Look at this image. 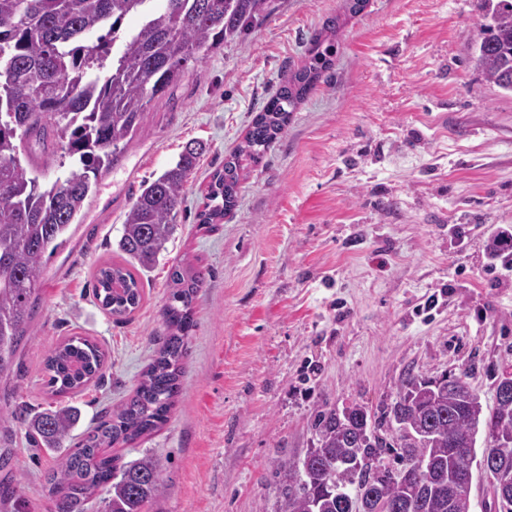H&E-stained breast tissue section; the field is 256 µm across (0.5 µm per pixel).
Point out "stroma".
<instances>
[{"label":"stroma","instance_id":"35a3bbf8","mask_svg":"<svg viewBox=\"0 0 512 512\" xmlns=\"http://www.w3.org/2000/svg\"><path fill=\"white\" fill-rule=\"evenodd\" d=\"M482 0H273L266 20L225 43L151 102L103 171L67 242L44 255L31 334L0 377V512H50L37 447L13 411L66 403L81 437L137 385L165 333L167 272L202 268L181 390L166 424L115 448L155 458L150 512H283L284 461L317 444L319 411L378 416L411 376L470 372L484 408L512 367V276L489 238L512 226V93L472 60ZM340 20L331 79L292 113L260 162L244 161L237 204L196 219L212 174L240 146L327 19ZM204 147L176 230L130 316L104 311L95 268L118 254L144 182L191 142ZM100 346V381L58 397L44 360L66 337Z\"/></svg>","mask_w":512,"mask_h":512}]
</instances>
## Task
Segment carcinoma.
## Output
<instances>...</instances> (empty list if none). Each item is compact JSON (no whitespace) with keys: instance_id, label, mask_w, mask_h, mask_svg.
<instances>
[{"instance_id":"1","label":"carcinoma","mask_w":512,"mask_h":512,"mask_svg":"<svg viewBox=\"0 0 512 512\" xmlns=\"http://www.w3.org/2000/svg\"><path fill=\"white\" fill-rule=\"evenodd\" d=\"M0 0V375L12 369L43 286L41 258L66 234L92 182L109 168L140 130L151 101L176 85L188 64L203 61L224 43L263 21L270 0ZM129 15L142 19L121 31ZM339 20L325 24L307 62L293 72L258 113L245 147L231 154L209 182L199 223L220 224L236 206L241 160L253 161L278 138L292 112L331 69ZM97 34L89 41V35ZM484 80L512 92V0L485 7L473 55ZM70 159L64 177L39 182L41 168L57 150ZM203 150L187 145L176 164L143 184L118 242L120 260L94 272V294L117 318L138 309L144 292L140 274L150 271L176 230L184 183ZM173 291L163 309L166 334L156 357L119 407L88 431L47 476L53 512H84L94 490L108 486L104 512H145L162 492L155 460L145 454L123 465L104 449L130 444L164 425L180 393L182 361L194 327L192 304L205 286L201 269L173 265ZM105 354L82 336H70L46 360L48 384L57 395L74 394L103 377ZM510 394L484 411L463 372L435 379H406L399 399L374 421L354 404L338 414L322 410L315 430L318 447L282 464L288 478L285 512H379L388 501L395 512H472V458L485 429L479 470L512 469V377L497 388ZM79 419L69 405L29 419L46 448H63ZM410 431L388 442L381 427ZM398 461L386 480L375 470L379 456Z\"/></svg>"}]
</instances>
